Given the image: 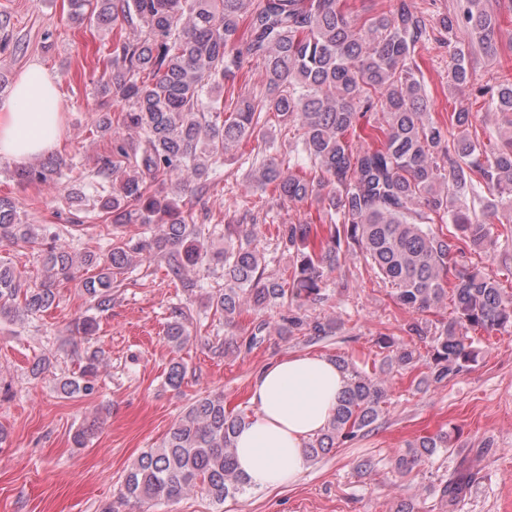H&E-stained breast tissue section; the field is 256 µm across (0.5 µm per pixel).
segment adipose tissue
<instances>
[{"instance_id":"adipose-tissue-1","label":"adipose tissue","mask_w":512,"mask_h":512,"mask_svg":"<svg viewBox=\"0 0 512 512\" xmlns=\"http://www.w3.org/2000/svg\"><path fill=\"white\" fill-rule=\"evenodd\" d=\"M57 85L39 64L28 66L0 104V157L17 162L52 151L61 134ZM346 381L330 360L310 354L277 359L256 375V413L235 438L239 471L251 488L294 481L307 465L304 445L328 423Z\"/></svg>"}]
</instances>
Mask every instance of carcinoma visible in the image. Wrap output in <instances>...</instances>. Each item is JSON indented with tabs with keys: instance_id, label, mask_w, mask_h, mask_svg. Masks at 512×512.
<instances>
[{
	"instance_id": "1",
	"label": "carcinoma",
	"mask_w": 512,
	"mask_h": 512,
	"mask_svg": "<svg viewBox=\"0 0 512 512\" xmlns=\"http://www.w3.org/2000/svg\"><path fill=\"white\" fill-rule=\"evenodd\" d=\"M349 0H67L68 18L112 25L106 70L96 92L120 107L117 118L98 113L96 128L112 149L95 174V217L103 224L157 226L146 238L115 236L103 253L78 252L46 224H29L18 203L0 196V244L37 245L41 276L33 279L0 261V322L33 320L56 302L63 281L80 279L88 309L75 325L87 342L96 316L112 309V296L125 275L146 261L165 265L188 294L203 287L196 275L222 270L224 286L211 292L213 315L229 324L243 308H288L277 335L329 336L330 320H310L301 307L326 299L325 277L346 260L343 247L377 269L395 300L417 313L448 304L446 321L417 318L406 332L411 342L376 340L387 351L383 365L408 370L427 349L424 383H442L477 361L474 334L512 329V290L467 261L498 246L489 216L512 223V77L492 88L489 105L502 116L497 135L483 141L470 134L469 109L432 119L431 103L415 63L417 45L428 36L411 0H389L387 9L358 17ZM469 41L490 53L501 26L484 0L463 9ZM130 30L133 36L123 32ZM469 50L456 49L449 78L470 81ZM262 68L257 92L224 100L246 65ZM375 122L364 133L363 119ZM292 142L302 162L252 158L246 182L271 186L288 203L317 202L332 227L283 225L279 244L292 257L290 279L265 274L266 260L252 246V224L224 219V246L214 244L217 225L202 205L224 158L244 141L272 142L264 131L270 118ZM138 137H132V134ZM25 184L84 179L75 165L31 162L15 173ZM485 189L493 203L477 213L463 206L467 195ZM201 205L198 217L187 201ZM453 231H435V219ZM190 316L175 312L167 342L190 341ZM104 354L89 346L80 375L63 379L69 395L97 390ZM346 388L326 427L305 446L315 460L354 440L373 425L386 388L374 374L338 355ZM185 367L172 362L171 388L181 386ZM243 415L224 407V396L200 395L183 410L163 443L141 453L126 473L123 490L103 512L125 504L178 500L201 490L215 503L243 495L248 484L238 470L235 435ZM448 447V433L420 438L396 459L402 475ZM472 475L465 462L441 482L440 494L454 505Z\"/></svg>"
}]
</instances>
